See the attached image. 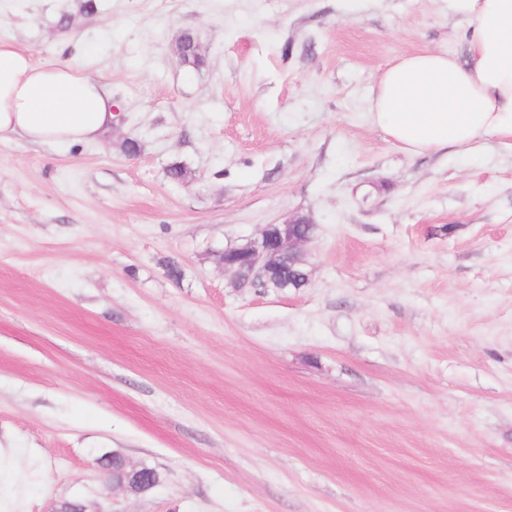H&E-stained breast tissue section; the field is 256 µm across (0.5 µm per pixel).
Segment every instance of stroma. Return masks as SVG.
Wrapping results in <instances>:
<instances>
[{
	"instance_id": "obj_1",
	"label": "stroma",
	"mask_w": 512,
	"mask_h": 512,
	"mask_svg": "<svg viewBox=\"0 0 512 512\" xmlns=\"http://www.w3.org/2000/svg\"><path fill=\"white\" fill-rule=\"evenodd\" d=\"M93 3L0 0L123 118L0 142V512H512V139L417 157L368 117L394 58L469 61L448 0ZM296 213L305 288L225 280ZM182 42L184 51L180 58V64L196 70L204 67L206 58L196 46L195 36L191 32H185L182 34Z\"/></svg>"
}]
</instances>
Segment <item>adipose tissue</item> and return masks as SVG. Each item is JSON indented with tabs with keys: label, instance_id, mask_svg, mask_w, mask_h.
<instances>
[{
	"label": "adipose tissue",
	"instance_id": "ef3b65f1",
	"mask_svg": "<svg viewBox=\"0 0 512 512\" xmlns=\"http://www.w3.org/2000/svg\"><path fill=\"white\" fill-rule=\"evenodd\" d=\"M448 12L467 23L470 65L451 47L404 55L370 98L371 123L414 156L512 136V0H448ZM115 110L107 83L79 65H38L0 41V142L96 141Z\"/></svg>",
	"mask_w": 512,
	"mask_h": 512
}]
</instances>
